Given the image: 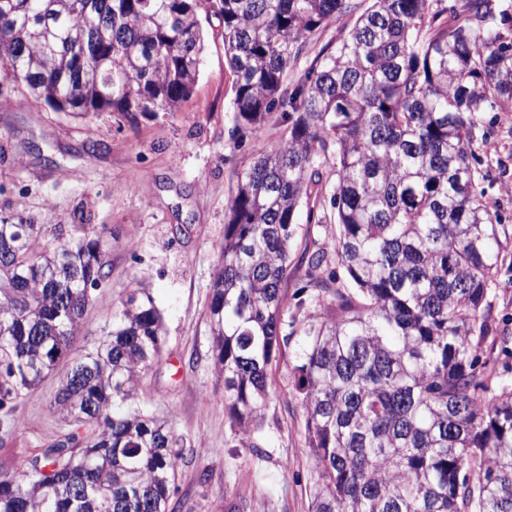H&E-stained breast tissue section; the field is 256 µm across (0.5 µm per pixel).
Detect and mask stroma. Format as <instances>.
<instances>
[{"label":"stroma","mask_w":512,"mask_h":512,"mask_svg":"<svg viewBox=\"0 0 512 512\" xmlns=\"http://www.w3.org/2000/svg\"><path fill=\"white\" fill-rule=\"evenodd\" d=\"M201 24L205 51L192 97L180 111L134 123L113 112L76 118L52 111L0 72V215L23 214L53 228L61 243L79 217L107 225L112 276L95 292L77 337L80 347L102 336L130 282L151 289L164 344L161 358L141 376L139 400L183 439L173 495L180 512H228L234 503L244 512H310L319 472L295 389L302 336H292L273 361L269 398L249 432L230 423L224 378L214 366L207 307L232 178L279 143L281 127L272 119L261 139L230 136L233 74L222 25L214 16ZM478 128L487 134L474 143L485 200L512 226V115L482 113ZM91 140L101 144L92 156L85 152ZM335 233V225L308 223L306 211H299L287 294L304 279L301 253H333ZM500 280L485 316L493 328L512 331V242L502 252ZM66 372L58 366L22 395L9 428L0 427L4 473L19 476L31 452L69 432L50 406Z\"/></svg>","instance_id":"obj_1"}]
</instances>
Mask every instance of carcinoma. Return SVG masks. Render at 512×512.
Segmentation results:
<instances>
[{"instance_id":"cac0c4a2","label":"carcinoma","mask_w":512,"mask_h":512,"mask_svg":"<svg viewBox=\"0 0 512 512\" xmlns=\"http://www.w3.org/2000/svg\"><path fill=\"white\" fill-rule=\"evenodd\" d=\"M223 25L232 134L278 147L235 173L208 316L225 405L248 432L269 398L287 313L283 284L299 209L314 191L336 221L353 288L305 258L295 294L307 341L294 371L319 479L314 512H512V381L494 377L484 311L511 239L479 190L483 112H512V2L464 0H0V67L55 112H116L134 123L191 98L201 13ZM346 30L305 76L288 70L333 23ZM87 55L80 60L75 47ZM107 227L69 225L63 243L0 218V410L63 359L51 406L73 425L0 472V512H176L183 444L137 399L162 352V319L129 289L91 348L77 351L107 283ZM322 308L301 319L307 305Z\"/></svg>"}]
</instances>
